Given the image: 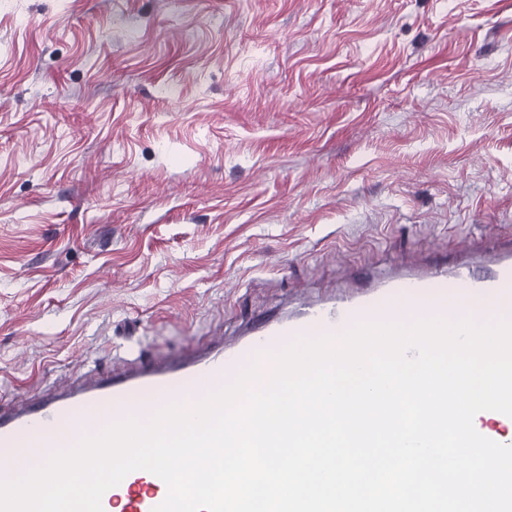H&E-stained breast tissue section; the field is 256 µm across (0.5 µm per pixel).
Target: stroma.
Returning <instances> with one entry per match:
<instances>
[{"mask_svg":"<svg viewBox=\"0 0 512 512\" xmlns=\"http://www.w3.org/2000/svg\"><path fill=\"white\" fill-rule=\"evenodd\" d=\"M512 242V0H0V408Z\"/></svg>","mask_w":512,"mask_h":512,"instance_id":"1","label":"stroma"}]
</instances>
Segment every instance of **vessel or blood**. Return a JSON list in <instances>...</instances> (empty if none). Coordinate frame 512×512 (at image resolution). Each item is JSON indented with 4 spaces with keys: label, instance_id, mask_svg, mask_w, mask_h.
I'll list each match as a JSON object with an SVG mask.
<instances>
[{
    "label": "vessel or blood",
    "instance_id": "vessel-or-blood-1",
    "mask_svg": "<svg viewBox=\"0 0 512 512\" xmlns=\"http://www.w3.org/2000/svg\"><path fill=\"white\" fill-rule=\"evenodd\" d=\"M488 271L477 275L472 263L460 262L447 271L404 274L383 281L373 292L336 298L306 307L298 316L277 319L248 329L239 344L218 346L188 359L161 358L132 365L115 375L67 386L16 411L0 412V463H45L65 440L96 433L102 423L100 404L112 405L113 420L129 412H148L155 402L175 403L178 393L223 387L237 374L241 361L293 337L342 335L352 326L392 317L430 319L448 312L476 316L489 307L512 306V248L486 244ZM74 414L60 427L65 414ZM166 484L156 475L136 470L102 497L103 512H153L166 498Z\"/></svg>",
    "mask_w": 512,
    "mask_h": 512
}]
</instances>
